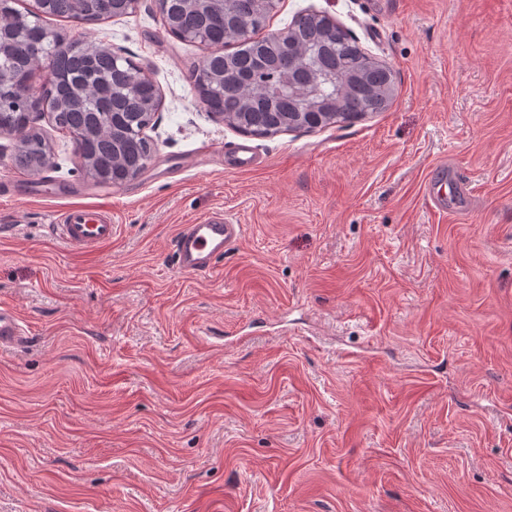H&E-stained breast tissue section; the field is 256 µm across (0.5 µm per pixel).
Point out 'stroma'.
Wrapping results in <instances>:
<instances>
[{
  "instance_id": "stroma-1",
  "label": "stroma",
  "mask_w": 512,
  "mask_h": 512,
  "mask_svg": "<svg viewBox=\"0 0 512 512\" xmlns=\"http://www.w3.org/2000/svg\"><path fill=\"white\" fill-rule=\"evenodd\" d=\"M328 13L393 67L386 111L255 138L211 117L203 50L154 0L95 23L160 89L152 160L94 182L36 122L49 168L0 136V512H512V0H278L265 31ZM257 165L225 160L239 146ZM469 196L430 206L436 165ZM73 206L111 241L51 234ZM224 212L210 273L180 225ZM241 234L240 224L227 214L213 213L195 224H184L176 237V263L188 274L210 272L215 260ZM27 338L23 322L12 311L0 306V346L20 345Z\"/></svg>"
}]
</instances>
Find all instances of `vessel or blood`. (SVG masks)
Returning a JSON list of instances; mask_svg holds the SVG:
<instances>
[{
    "instance_id": "b4317fda",
    "label": "vessel or blood",
    "mask_w": 512,
    "mask_h": 512,
    "mask_svg": "<svg viewBox=\"0 0 512 512\" xmlns=\"http://www.w3.org/2000/svg\"><path fill=\"white\" fill-rule=\"evenodd\" d=\"M54 232L69 244L91 247L111 240L113 225L105 215L76 206L63 213ZM240 234V225L223 213L183 225L176 237L178 268L192 275L210 272L216 259ZM26 339L22 321L12 311L0 306V346L18 345Z\"/></svg>"
}]
</instances>
